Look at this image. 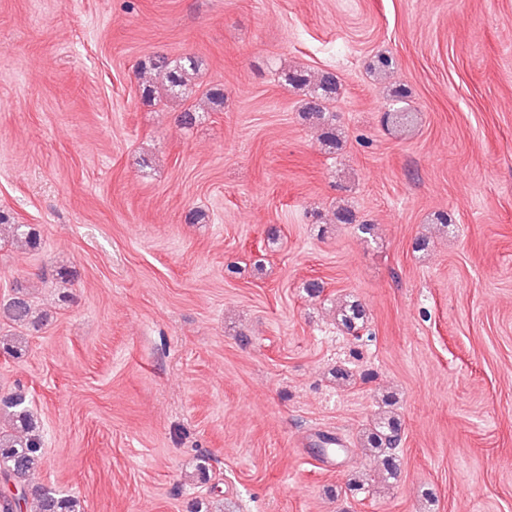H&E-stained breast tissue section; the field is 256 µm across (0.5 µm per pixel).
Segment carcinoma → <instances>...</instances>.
Instances as JSON below:
<instances>
[{"mask_svg":"<svg viewBox=\"0 0 512 512\" xmlns=\"http://www.w3.org/2000/svg\"><path fill=\"white\" fill-rule=\"evenodd\" d=\"M155 74L163 77L170 92L185 102H190L177 116V122L192 127L200 115L191 100L202 95L217 106H224V91L208 89L203 92L191 83L188 71H196L199 61L194 57L171 60L167 57L150 62ZM313 92L318 101L329 100L336 94V80L326 73L317 78ZM302 117L322 129L324 145L336 147V113L328 112L318 102L307 104ZM9 229L10 237L32 251L41 248L35 232L26 224H12L0 214V228ZM5 318L20 325H37L43 316L35 314L32 304L24 297H15L0 310ZM367 312L361 302L354 298L345 299L336 308V326L355 338L365 330ZM392 397L382 399V406L375 414L373 427L364 436L363 447L380 453L398 447L401 423L388 407ZM0 417L6 424H0V512H80L79 502L55 486H39L32 483V475L44 462L45 439L40 425L30 408L26 393L18 389L0 399Z\"/></svg>","mask_w":512,"mask_h":512,"instance_id":"cac0c4a2","label":"carcinoma"}]
</instances>
